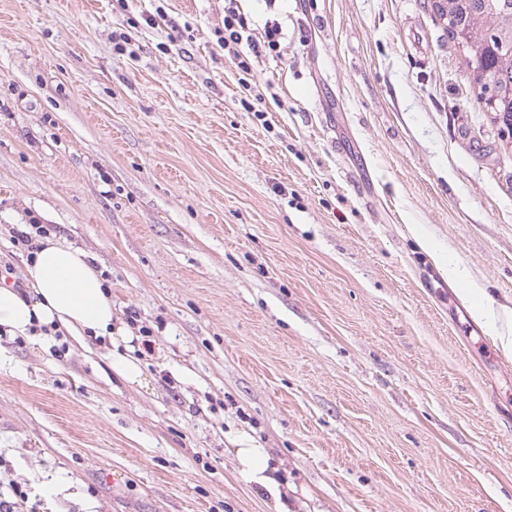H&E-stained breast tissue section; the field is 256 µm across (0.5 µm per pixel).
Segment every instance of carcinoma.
<instances>
[{"instance_id":"obj_1","label":"carcinoma","mask_w":512,"mask_h":512,"mask_svg":"<svg viewBox=\"0 0 512 512\" xmlns=\"http://www.w3.org/2000/svg\"><path fill=\"white\" fill-rule=\"evenodd\" d=\"M484 111L512 138V0H433Z\"/></svg>"}]
</instances>
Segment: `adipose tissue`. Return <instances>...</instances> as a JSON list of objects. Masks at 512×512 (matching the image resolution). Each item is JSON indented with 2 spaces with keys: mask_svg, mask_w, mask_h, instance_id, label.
I'll return each mask as SVG.
<instances>
[{
  "mask_svg": "<svg viewBox=\"0 0 512 512\" xmlns=\"http://www.w3.org/2000/svg\"><path fill=\"white\" fill-rule=\"evenodd\" d=\"M25 263V292L0 287V331L30 335L33 328L64 331L73 336H114L112 293L92 255L66 238L35 237Z\"/></svg>",
  "mask_w": 512,
  "mask_h": 512,
  "instance_id": "adipose-tissue-1",
  "label": "adipose tissue"
}]
</instances>
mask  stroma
Returning <instances> with one entry per match:
<instances>
[{
  "mask_svg": "<svg viewBox=\"0 0 512 512\" xmlns=\"http://www.w3.org/2000/svg\"><path fill=\"white\" fill-rule=\"evenodd\" d=\"M430 2L239 0L281 27L245 73L224 0H0V284L35 222L151 331L140 385L96 341L0 335L1 494L512 512V349L475 312L512 313V144ZM269 454L265 448L236 449V459L240 472L248 479L268 490L278 494L277 481L267 473Z\"/></svg>",
  "mask_w": 512,
  "mask_h": 512,
  "instance_id": "1",
  "label": "stroma"
}]
</instances>
